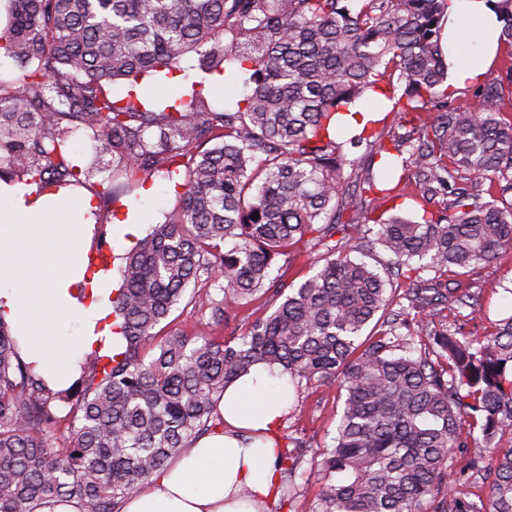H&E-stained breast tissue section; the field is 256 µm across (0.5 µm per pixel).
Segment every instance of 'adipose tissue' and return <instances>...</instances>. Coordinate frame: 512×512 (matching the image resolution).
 Listing matches in <instances>:
<instances>
[{
    "instance_id": "adipose-tissue-1",
    "label": "adipose tissue",
    "mask_w": 512,
    "mask_h": 512,
    "mask_svg": "<svg viewBox=\"0 0 512 512\" xmlns=\"http://www.w3.org/2000/svg\"><path fill=\"white\" fill-rule=\"evenodd\" d=\"M497 25L486 0H448L450 87L485 72ZM96 211L83 188L41 192L0 181V319L21 359L53 389L68 387L94 348L119 342L112 331L114 273L91 262ZM287 396L286 378L253 366L221 396V425L155 472L121 512H267L279 496L276 457ZM244 487L251 501L240 499Z\"/></svg>"
}]
</instances>
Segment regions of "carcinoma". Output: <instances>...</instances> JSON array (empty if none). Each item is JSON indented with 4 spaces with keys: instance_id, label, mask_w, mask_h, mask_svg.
Returning <instances> with one entry per match:
<instances>
[{
    "instance_id": "carcinoma-1",
    "label": "carcinoma",
    "mask_w": 512,
    "mask_h": 512,
    "mask_svg": "<svg viewBox=\"0 0 512 512\" xmlns=\"http://www.w3.org/2000/svg\"><path fill=\"white\" fill-rule=\"evenodd\" d=\"M488 4L512 49V0ZM447 12L448 0H12L0 180L100 186V222L154 178L178 200L126 256L121 348L87 354L72 387L49 388L0 318V512L67 496L120 512L217 426L225 387L258 363L344 391L318 470L300 472L301 442L283 437L282 496L305 476L320 486L311 512H512V312L483 336L446 325L448 310L476 311L467 273L512 250V65L476 105L459 102L445 87ZM189 53L209 75L235 65L250 93L216 107L197 81L165 105L106 89L173 76ZM367 91L391 109L347 137L339 121ZM80 139L90 153L75 164ZM407 186L418 220L387 215ZM361 245L390 266L351 258ZM309 256L299 284L270 277ZM212 273L219 296L191 301L215 321L257 300L275 309L222 342L154 343ZM456 453L492 476L487 499L445 484Z\"/></svg>"
}]
</instances>
